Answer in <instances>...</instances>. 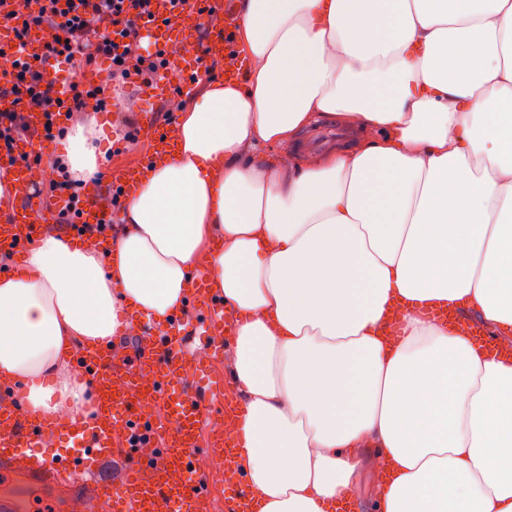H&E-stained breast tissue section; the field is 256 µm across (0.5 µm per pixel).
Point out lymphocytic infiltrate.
I'll return each mask as SVG.
<instances>
[{
    "label": "lymphocytic infiltrate",
    "instance_id": "f902f5d3",
    "mask_svg": "<svg viewBox=\"0 0 512 512\" xmlns=\"http://www.w3.org/2000/svg\"><path fill=\"white\" fill-rule=\"evenodd\" d=\"M154 0H33L26 6L21 25L13 29L18 44H25L31 32L43 39L32 59L25 60L0 47V58L7 63L9 93L14 108L0 111V163H48L57 166L59 158H44L42 153H22L19 142L30 140L29 112H41L45 125L42 138L56 140L64 134L59 118L84 111L87 100H95L97 111L108 108L102 85L82 81L79 70L106 68L113 81L141 80L153 83L170 66L168 50L145 52L136 35L142 18L152 16ZM66 66L61 83L47 80L49 63ZM48 191L54 199L55 221L66 227H81L92 235L104 236L112 230L109 219L86 224L82 221L83 196L76 180L61 177L50 181Z\"/></svg>",
    "mask_w": 512,
    "mask_h": 512
}]
</instances>
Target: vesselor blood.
<instances>
[{
	"mask_svg": "<svg viewBox=\"0 0 512 512\" xmlns=\"http://www.w3.org/2000/svg\"><path fill=\"white\" fill-rule=\"evenodd\" d=\"M236 14V0H224V17L213 27L206 46L209 56L223 57L224 78L229 82L243 81L248 69V58L234 35ZM208 25L198 0H187L171 24L144 23L139 33L149 44L163 45L190 39ZM142 134L160 155L172 142L170 127L151 120ZM9 176L16 192L7 211L0 212V253L17 259L43 231L42 225L30 220L38 207L31 189L39 173L37 168L16 165ZM189 297L207 309L195 324H188L181 312L162 325L141 324L127 354L107 346L73 353L74 372L95 384L89 416L48 421L26 409L23 388L13 386L0 393V479H22L47 499L82 496L97 512H213V482L196 469L199 455L209 450L223 453L229 464L224 512H256L250 490L236 480L234 450L242 403L233 383L220 376L200 381L201 367H187L182 352L183 336L190 333L202 338L210 356H222L224 339L234 334L241 318L225 305L210 274L193 279ZM428 317L447 319L495 357L512 359V342L485 335L476 318L436 310L429 311ZM217 411L224 415V434L200 446L201 427ZM49 430L80 440L81 454L74 456L59 448L36 457L33 450ZM145 447L155 449V457L131 466L130 458Z\"/></svg>",
	"mask_w": 512,
	"mask_h": 512,
	"instance_id": "vessel-or-blood-1",
	"label": "vessel or blood"
}]
</instances>
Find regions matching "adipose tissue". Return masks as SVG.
Masks as SVG:
<instances>
[{
	"mask_svg": "<svg viewBox=\"0 0 512 512\" xmlns=\"http://www.w3.org/2000/svg\"><path fill=\"white\" fill-rule=\"evenodd\" d=\"M236 37L246 82L192 99L121 235H44L0 278V379L84 415L70 353L119 336L121 305L179 312L213 235L259 512H336L365 476L379 512H512V363L419 315L512 329V0H242ZM320 116L359 145L265 155ZM94 134L74 116L72 178L98 174Z\"/></svg>",
	"mask_w": 512,
	"mask_h": 512,
	"instance_id": "obj_1",
	"label": "adipose tissue"
}]
</instances>
